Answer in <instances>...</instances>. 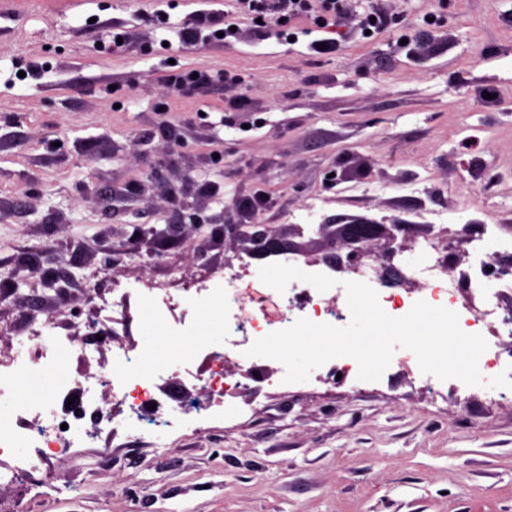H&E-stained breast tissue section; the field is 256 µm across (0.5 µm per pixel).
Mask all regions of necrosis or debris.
Here are the masks:
<instances>
[{"label": "necrosis or debris", "mask_w": 512, "mask_h": 512, "mask_svg": "<svg viewBox=\"0 0 512 512\" xmlns=\"http://www.w3.org/2000/svg\"><path fill=\"white\" fill-rule=\"evenodd\" d=\"M475 245L477 258L468 271V278L471 287L487 298L484 309L478 311L458 307L456 292L446 279L450 262L446 257L436 255L430 240L421 241L406 264L412 273L423 276L427 282L424 301L456 311L462 331L481 334L486 327L492 326L497 332L512 335V315L501 314L492 304L500 289L512 286V272H501L499 246L489 245L480 236L476 237ZM249 268L250 261L246 258L225 263L222 270L200 283L199 295L188 299L176 296L164 282L148 284L141 290L147 321H165L168 311L177 308L186 312L194 310L199 315L218 320L216 333L200 345L209 360V373L203 384L204 400L192 413L184 404L189 387H182L180 393L175 394L160 386L163 369L178 365L177 352H169L160 358L161 371H142L144 361L156 358L154 341L149 335L141 338L137 352L118 355L112 368L103 372L97 382L78 385L72 379L57 376L59 359L75 355L87 360L95 356L99 337L109 330L105 317L108 303H101L93 310L89 319L92 334L80 349L70 346L67 336L52 319L29 335L18 337L16 359L7 364L0 363V402L10 405L9 412H0V482H10L21 475L38 478L43 484L51 478L63 480L64 475L60 472L51 478L44 476L46 461L71 457L74 448L112 428L123 430L138 440L149 437L159 441L168 433L185 428L188 422L204 423L232 414L235 410L232 399L238 384L224 374L227 360L237 362L241 378H254L268 384L272 378L258 358L246 354L255 340L288 328L300 318L338 327L349 323L348 304L335 290L321 293L302 281L286 289L279 303L260 306L251 314L242 313L236 302L240 288L247 281ZM353 278L377 290L380 304L390 316H404L413 306L408 296L383 285L375 264L358 266ZM24 375L36 377L58 394L71 399L70 408L60 412L48 408L46 402L18 392L17 381ZM100 384L111 385L113 394L124 407L123 413L113 416L101 410L96 398V387Z\"/></svg>", "instance_id": "4bbe7bcc"}]
</instances>
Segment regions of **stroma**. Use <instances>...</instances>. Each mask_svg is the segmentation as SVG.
<instances>
[{
  "instance_id": "stroma-1",
  "label": "stroma",
  "mask_w": 512,
  "mask_h": 512,
  "mask_svg": "<svg viewBox=\"0 0 512 512\" xmlns=\"http://www.w3.org/2000/svg\"><path fill=\"white\" fill-rule=\"evenodd\" d=\"M232 8L0 9V291L25 255L67 281L34 275L0 301V360L17 352L13 330L49 318L81 346L114 284L203 279L236 251L219 234L236 202L257 194L255 223L303 259L332 256L311 225L356 218L449 230L466 263V225L512 239V0H349L326 55L312 19L270 36L240 15L232 37L180 44L174 23ZM371 11L383 24L367 33ZM117 31L124 50L100 51ZM192 69L231 81L175 96L169 76ZM185 177L205 194L194 213L162 192ZM142 225L170 234L155 256L114 251ZM236 400L232 417L155 445L102 434L38 499L25 480L0 483V512H512V392L433 387L412 368L359 387L245 385Z\"/></svg>"
}]
</instances>
